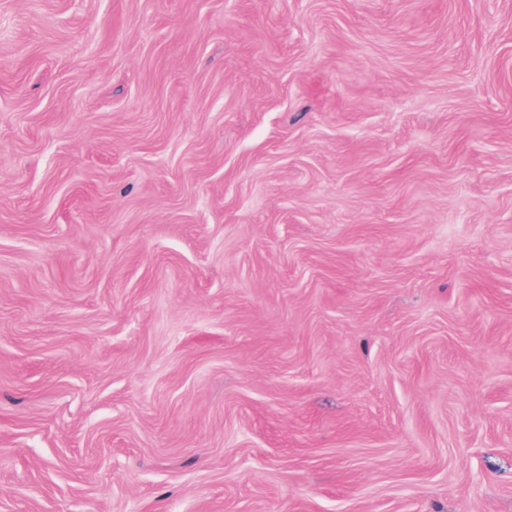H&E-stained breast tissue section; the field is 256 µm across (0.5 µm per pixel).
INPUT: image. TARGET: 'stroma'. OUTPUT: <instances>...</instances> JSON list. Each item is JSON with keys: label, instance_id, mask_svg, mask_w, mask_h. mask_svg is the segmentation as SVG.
Listing matches in <instances>:
<instances>
[{"label": "stroma", "instance_id": "1", "mask_svg": "<svg viewBox=\"0 0 512 512\" xmlns=\"http://www.w3.org/2000/svg\"><path fill=\"white\" fill-rule=\"evenodd\" d=\"M0 512H512V0H0Z\"/></svg>", "mask_w": 512, "mask_h": 512}]
</instances>
